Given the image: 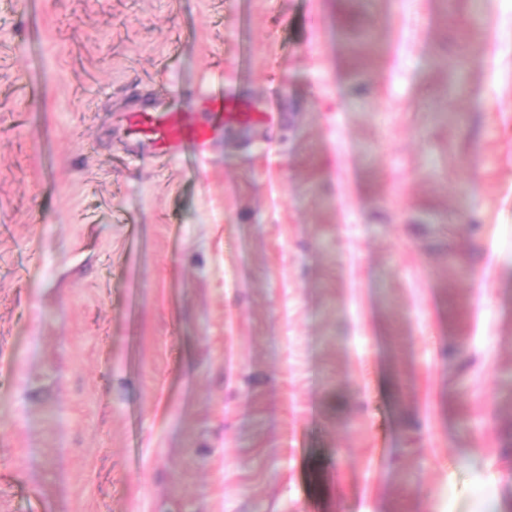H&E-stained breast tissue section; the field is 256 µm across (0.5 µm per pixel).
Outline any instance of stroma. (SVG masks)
Returning a JSON list of instances; mask_svg holds the SVG:
<instances>
[{
    "mask_svg": "<svg viewBox=\"0 0 512 512\" xmlns=\"http://www.w3.org/2000/svg\"><path fill=\"white\" fill-rule=\"evenodd\" d=\"M221 80L207 153L126 115ZM512 512V0H0V512ZM205 106L209 112L215 113L216 119L224 125L256 124L267 118L266 112H262L253 102L235 99L226 89L224 82H218L209 88Z\"/></svg>",
    "mask_w": 512,
    "mask_h": 512,
    "instance_id": "35a3bbf8",
    "label": "stroma"
}]
</instances>
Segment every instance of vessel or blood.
<instances>
[{"label": "vessel or blood", "instance_id": "b4317fda", "mask_svg": "<svg viewBox=\"0 0 512 512\" xmlns=\"http://www.w3.org/2000/svg\"><path fill=\"white\" fill-rule=\"evenodd\" d=\"M205 106L218 121L227 125L256 124L266 118L256 104L235 99L221 82L209 88ZM195 111L190 103L172 99L153 111L130 113L129 121L149 136L154 154L176 158L185 146L203 151L209 144L212 128L197 121Z\"/></svg>", "mask_w": 512, "mask_h": 512}]
</instances>
